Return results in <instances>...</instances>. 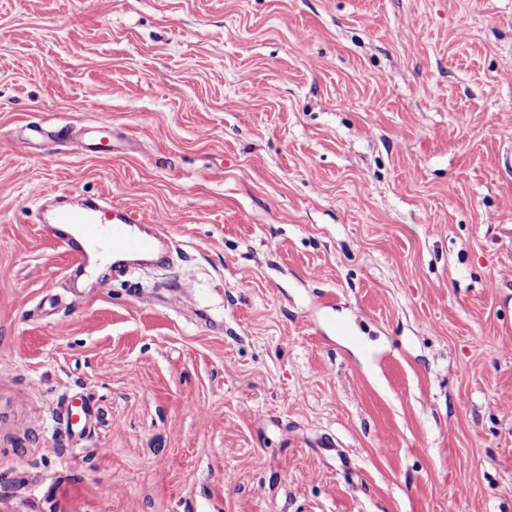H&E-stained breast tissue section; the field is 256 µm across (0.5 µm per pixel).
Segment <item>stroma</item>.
Segmentation results:
<instances>
[{
	"mask_svg": "<svg viewBox=\"0 0 512 512\" xmlns=\"http://www.w3.org/2000/svg\"><path fill=\"white\" fill-rule=\"evenodd\" d=\"M509 152L512 0H0V512H512ZM141 224L161 229L164 221L159 215L136 218L127 207L102 206L75 197L53 211L48 226L53 239L72 253L80 265L94 266L105 253L116 266L128 256L151 255L158 250L161 236L144 232ZM77 237L89 249L82 247Z\"/></svg>",
	"mask_w": 512,
	"mask_h": 512,
	"instance_id": "1",
	"label": "stroma"
}]
</instances>
